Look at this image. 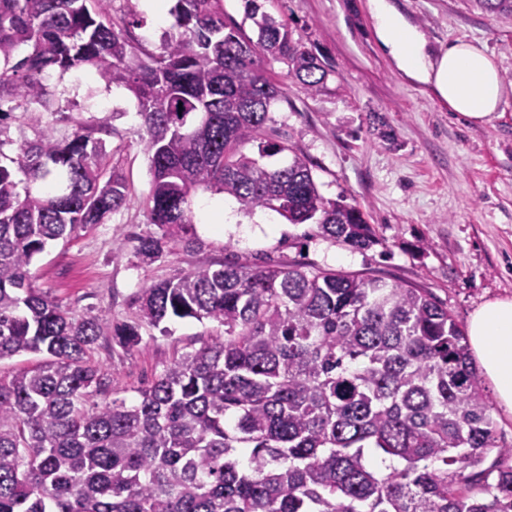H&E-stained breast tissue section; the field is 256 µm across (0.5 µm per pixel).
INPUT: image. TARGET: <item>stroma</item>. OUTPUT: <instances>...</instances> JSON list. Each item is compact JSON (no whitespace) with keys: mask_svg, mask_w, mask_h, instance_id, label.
Returning a JSON list of instances; mask_svg holds the SVG:
<instances>
[{"mask_svg":"<svg viewBox=\"0 0 512 512\" xmlns=\"http://www.w3.org/2000/svg\"><path fill=\"white\" fill-rule=\"evenodd\" d=\"M431 45L477 40L512 84V24L473 0H391ZM286 19L295 36L317 47L329 63L325 89L310 96L285 65L265 62L283 98L270 111L268 135L289 140L312 163L320 193L345 196L373 225L377 245L365 252L322 237L316 225L291 224L267 209L245 212L230 196L197 192L191 198L197 240L157 261L134 252V238L153 232L145 213L151 175L137 133L134 97L79 68L52 72L47 87L58 111L55 134L76 124L107 125L108 164L122 168L126 204L106 223L49 244L32 265L36 284L77 315L131 319L133 296L144 285L200 265L299 264L400 281L431 292L460 325L483 302L512 296V97L483 125L457 119L420 85L403 77L379 45L368 0H262ZM112 12L134 21L141 47L158 51L174 18L142 0H112ZM233 220L223 235L206 231L218 212ZM173 333L144 331L126 351L99 340L91 361L108 373L111 395L130 400L173 357L200 346L215 323L187 320Z\"/></svg>","mask_w":512,"mask_h":512,"instance_id":"35a3bbf8","label":"stroma"}]
</instances>
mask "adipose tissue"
<instances>
[{
  "label": "adipose tissue",
  "mask_w": 512,
  "mask_h": 512,
  "mask_svg": "<svg viewBox=\"0 0 512 512\" xmlns=\"http://www.w3.org/2000/svg\"><path fill=\"white\" fill-rule=\"evenodd\" d=\"M369 7L376 37L400 73L472 123L484 124L496 116L511 93L483 45L458 39L432 47L389 0H369ZM467 334L498 405L512 414V296L475 309Z\"/></svg>",
  "instance_id": "adipose-tissue-1"
}]
</instances>
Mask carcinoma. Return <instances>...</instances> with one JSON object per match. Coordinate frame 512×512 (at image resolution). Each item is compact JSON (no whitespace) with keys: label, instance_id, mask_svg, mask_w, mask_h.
Segmentation results:
<instances>
[{"label":"carcinoma","instance_id":"obj_1","mask_svg":"<svg viewBox=\"0 0 512 512\" xmlns=\"http://www.w3.org/2000/svg\"><path fill=\"white\" fill-rule=\"evenodd\" d=\"M244 2L257 37L224 22L223 0H176L174 31L148 52L112 0H0V122L42 125L56 69H90L136 99L159 229L136 238L146 263L192 243L198 189L354 250L378 242L360 207L319 193L292 142L267 138L281 91L261 62L284 63L310 95L329 68L288 21ZM475 4L512 20V0ZM110 135L79 126L0 152V359L49 356L0 377V512H512V446L463 328L424 288L221 263L140 289L122 323L75 316L38 288L31 265L48 243L127 201ZM280 154L287 164L262 163ZM188 319L219 331L134 402L103 399L110 379L87 361L100 339L132 350L143 329L168 336Z\"/></svg>","mask_w":512,"mask_h":512}]
</instances>
